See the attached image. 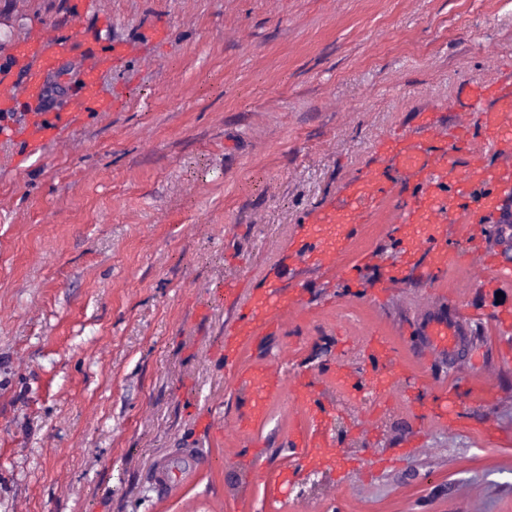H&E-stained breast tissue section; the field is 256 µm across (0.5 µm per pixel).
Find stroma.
I'll use <instances>...</instances> for the list:
<instances>
[{
  "instance_id": "stroma-1",
  "label": "stroma",
  "mask_w": 512,
  "mask_h": 512,
  "mask_svg": "<svg viewBox=\"0 0 512 512\" xmlns=\"http://www.w3.org/2000/svg\"><path fill=\"white\" fill-rule=\"evenodd\" d=\"M77 2L0 0V60L43 24L68 34ZM85 37L131 43L104 78L126 108L80 116L35 164L0 140V512H512V283L480 251L392 266V197L330 267L299 254L352 181L413 185L384 140L435 150L421 113L444 137L465 85H512V0H99ZM511 213L512 194L471 228L505 266ZM243 277L288 295L237 350L279 381L249 429L224 367L239 310L210 294ZM452 303L475 354L426 341ZM311 412L336 460L302 496L290 434Z\"/></svg>"
}]
</instances>
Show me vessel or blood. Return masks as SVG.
<instances>
[{
    "label": "vessel or blood",
    "instance_id": "obj_1",
    "mask_svg": "<svg viewBox=\"0 0 512 512\" xmlns=\"http://www.w3.org/2000/svg\"><path fill=\"white\" fill-rule=\"evenodd\" d=\"M96 4L97 0H84L82 11L72 18L69 38L57 37L54 29L49 27L38 40L18 41L12 47L14 57L23 64L25 72L18 88L0 80V128L28 143L32 151L43 150L55 143L82 113L119 112L124 108V99L105 92L103 77L126 57L127 44L108 43L98 50L95 62L88 64L84 61L85 54L81 49L83 19ZM67 58L82 60L83 66L73 81L59 89L53 86L51 78L62 60ZM31 101L39 106L38 115L23 124L12 123L11 115L24 110ZM470 111V126L452 130L451 148L443 153L440 162H430L423 150L411 146L404 136L398 137L388 148L399 167L418 180L417 188L400 192L402 203L398 220L405 228L404 237L412 245L419 234H426L432 243L430 262L438 270L453 267L462 256L461 251L448 249L449 237L469 240V226L483 223L484 219L497 214L501 196L512 192V166L474 168L463 183L449 187V175L470 152L472 131L482 132L488 150L512 154V89L474 87ZM387 192L386 181L382 178L373 185L356 182L350 185L341 204L320 208L305 234L307 264L313 266L317 261L336 255L347 241L348 225L364 223L373 213L377 198ZM279 296V286L273 283L263 297L245 298L242 314L224 330L227 343L257 335L264 326L268 306ZM470 333L469 321L465 318L434 324L430 330L433 343L452 354L460 350V337ZM225 370L238 386L257 392L250 410L240 418L243 428H251L261 419L265 400L277 389L278 381L262 367L239 371L230 355L225 358ZM292 443L302 449L307 461L314 460L316 449L328 447L327 433L319 415H311L296 424Z\"/></svg>",
    "mask_w": 512,
    "mask_h": 512
}]
</instances>
